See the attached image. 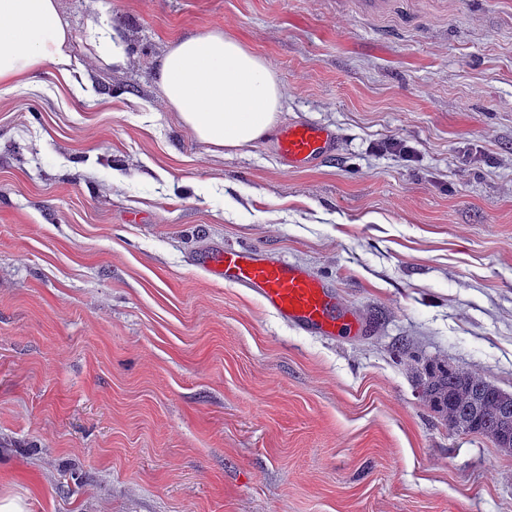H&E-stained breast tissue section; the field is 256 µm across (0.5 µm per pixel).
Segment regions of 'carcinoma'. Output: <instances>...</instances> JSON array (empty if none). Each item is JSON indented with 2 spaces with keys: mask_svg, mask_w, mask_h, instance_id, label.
<instances>
[{
  "mask_svg": "<svg viewBox=\"0 0 512 512\" xmlns=\"http://www.w3.org/2000/svg\"><path fill=\"white\" fill-rule=\"evenodd\" d=\"M419 378L425 402L453 430L504 447L512 435V394L445 360L423 363Z\"/></svg>",
  "mask_w": 512,
  "mask_h": 512,
  "instance_id": "obj_1",
  "label": "carcinoma"
}]
</instances>
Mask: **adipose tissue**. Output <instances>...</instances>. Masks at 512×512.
I'll list each match as a JSON object with an SVG mask.
<instances>
[{"instance_id":"adipose-tissue-1","label":"adipose tissue","mask_w":512,"mask_h":512,"mask_svg":"<svg viewBox=\"0 0 512 512\" xmlns=\"http://www.w3.org/2000/svg\"><path fill=\"white\" fill-rule=\"evenodd\" d=\"M99 60L126 67L117 24L89 19ZM69 32L56 0H0V87L14 88L46 65L66 73ZM158 83L168 109L202 143L239 148L265 137L280 114L282 87L265 59L236 36L213 29L172 41Z\"/></svg>"}]
</instances>
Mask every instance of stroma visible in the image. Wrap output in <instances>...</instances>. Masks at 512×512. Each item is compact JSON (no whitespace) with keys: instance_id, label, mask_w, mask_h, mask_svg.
I'll list each match as a JSON object with an SVG mask.
<instances>
[{"instance_id":"stroma-1","label":"stroma","mask_w":512,"mask_h":512,"mask_svg":"<svg viewBox=\"0 0 512 512\" xmlns=\"http://www.w3.org/2000/svg\"><path fill=\"white\" fill-rule=\"evenodd\" d=\"M72 79L0 94V496L29 512H512V455L414 369L512 393V0H58ZM127 33L89 45V8ZM220 28L276 73L313 170L201 144L157 82ZM403 140V160L382 145ZM235 208H227L225 196ZM226 243L331 284L314 336L197 269ZM86 34L94 45L99 60L115 69L126 67V44L116 23L111 24L92 17L87 21Z\"/></svg>"}]
</instances>
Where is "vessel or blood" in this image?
<instances>
[{
  "label": "vessel or blood",
  "mask_w": 512,
  "mask_h": 512,
  "mask_svg": "<svg viewBox=\"0 0 512 512\" xmlns=\"http://www.w3.org/2000/svg\"><path fill=\"white\" fill-rule=\"evenodd\" d=\"M271 142L283 165L304 170L335 151L337 135L328 127L297 121L275 130ZM194 264L213 280L249 290L267 311L301 331L332 337L359 327L353 316L337 314L336 294L322 278L258 249L227 245L197 254Z\"/></svg>",
  "instance_id": "1"
}]
</instances>
